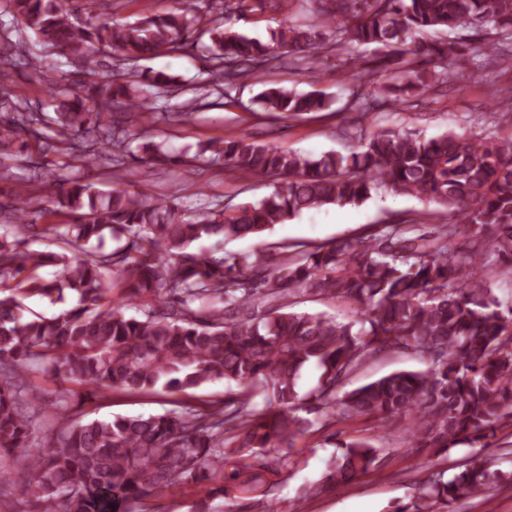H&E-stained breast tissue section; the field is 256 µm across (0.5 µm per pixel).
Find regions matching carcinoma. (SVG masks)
<instances>
[{
    "label": "carcinoma",
    "mask_w": 512,
    "mask_h": 512,
    "mask_svg": "<svg viewBox=\"0 0 512 512\" xmlns=\"http://www.w3.org/2000/svg\"><path fill=\"white\" fill-rule=\"evenodd\" d=\"M312 18H284L269 38L233 27L232 6L209 30L211 83L230 86L276 61L313 58L365 47L363 67L343 72L372 86L349 101L344 135L360 142L348 155L316 158L250 138L226 137L207 147L213 160L243 179H274L272 193L231 211L188 216L151 194L159 164L179 156L143 146L141 191L115 184L100 190L55 172L39 176L42 194L26 188L0 201V219L17 231L59 236L62 253L21 249L0 234V458H21L29 477L30 512H117L130 501L163 498L208 483L195 512H217L218 497L266 493L291 448L320 421L368 417L407 420L412 447L446 453L458 445L484 448L512 428V310L504 315L484 270L512 274V140H479L446 132L366 133L363 118L420 98L491 61L512 64V0H312ZM18 32L82 64L88 79L60 92L51 114L16 112L0 119V154L18 134L48 139L70 161L121 162L130 128L152 103L153 91L175 79L135 68L142 60L189 45L208 8L178 5L134 22L87 17L77 24L65 0H9ZM488 26L492 39L471 46L461 28ZM25 40L0 39V80L36 66ZM118 68L98 71L100 57ZM264 111L300 118L340 116L319 92L273 87L260 95ZM381 186L442 206L457 220L422 233L401 217L356 239L278 244L264 256L196 253L203 238H259L275 225L330 204L360 203ZM59 208L69 224L26 223L31 199ZM127 240L111 253L105 237ZM46 266L57 268L53 279ZM123 291L113 293L114 282ZM76 305L49 316L23 299ZM306 296L349 304L353 319L294 309ZM138 308L140 316L124 309ZM407 349L425 363L343 390L371 356ZM319 371L301 391L302 371ZM40 372L56 385L63 416L75 388L107 398L162 391L176 408L164 414L77 420L45 443L28 407L46 396L30 383ZM222 381L220 400L183 399ZM262 399L263 408H253ZM320 480L303 489L314 498L364 475L381 462L373 436L338 443ZM500 478L489 461L472 458L459 472H433L417 494L393 512H448V504L483 494Z\"/></svg>",
    "instance_id": "carcinoma-1"
}]
</instances>
